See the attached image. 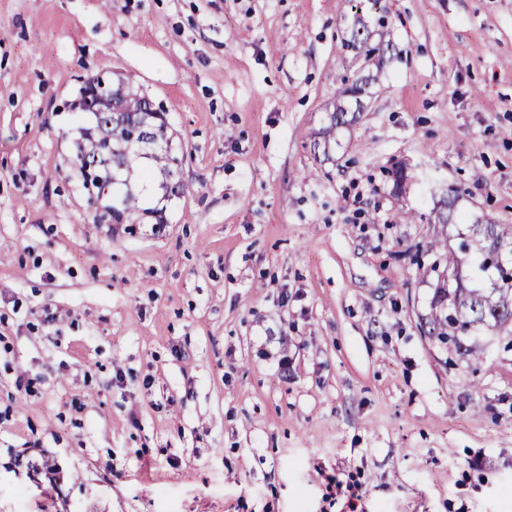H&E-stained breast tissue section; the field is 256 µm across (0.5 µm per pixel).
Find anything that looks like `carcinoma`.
I'll list each match as a JSON object with an SVG mask.
<instances>
[{"label": "carcinoma", "instance_id": "carcinoma-1", "mask_svg": "<svg viewBox=\"0 0 512 512\" xmlns=\"http://www.w3.org/2000/svg\"><path fill=\"white\" fill-rule=\"evenodd\" d=\"M346 46L369 61L381 52V43L373 42V32L361 15L353 17ZM376 80L377 75L369 73L343 91L333 105L329 124L320 133L322 142L315 143V147L321 146L323 153H328L336 129L357 120V114L365 108L361 93ZM119 108L118 112H103L94 118L92 133H84L86 144L79 147L78 162L84 181L96 189L100 188L99 178L110 171L115 173L114 185L126 191L119 204L104 206L100 218L133 225L154 216L155 211L139 207L131 177L175 193L181 188L174 181L180 159L168 149L167 125L152 115L154 107L148 99L126 90ZM459 194L457 188L448 189L441 208L428 223L442 227L455 223ZM464 224L458 248L448 249V237L442 232L427 246V251L435 254L430 270L447 272L450 282L436 281L425 326L428 335L441 344L475 356L479 345L464 344L463 335L512 327V224H494L483 218Z\"/></svg>", "mask_w": 512, "mask_h": 512}]
</instances>
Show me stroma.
<instances>
[{
	"label": "stroma",
	"instance_id": "35a3bbf8",
	"mask_svg": "<svg viewBox=\"0 0 512 512\" xmlns=\"http://www.w3.org/2000/svg\"><path fill=\"white\" fill-rule=\"evenodd\" d=\"M98 75L165 114L160 228L95 221ZM451 187L512 224V0H0V512H507L512 331L442 349L409 261ZM380 40L373 43V32L369 28L368 22L361 15L353 17L352 29L350 39L347 41L346 46L356 53V55L364 56L367 61L378 57V66L380 65L381 57V43L383 33L378 34ZM377 80V74H371L357 78L351 86L347 87L336 103L333 105V111L329 115V124L323 128L320 133L322 139L323 154L328 153V148L331 141L335 140L336 129L338 127L350 125L357 120V114L364 110L363 95L361 92H366V86L370 82ZM350 114V116H349Z\"/></svg>",
	"mask_w": 512,
	"mask_h": 512
}]
</instances>
